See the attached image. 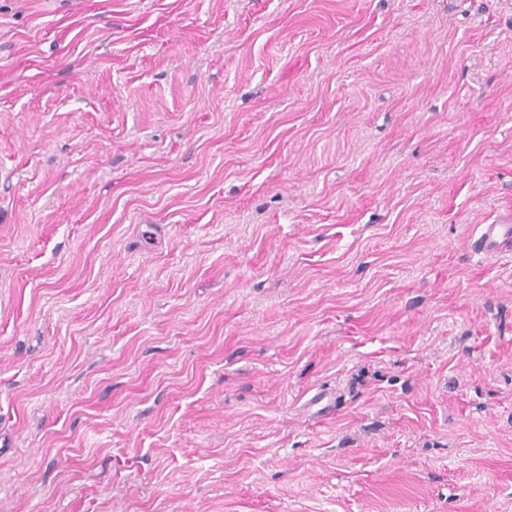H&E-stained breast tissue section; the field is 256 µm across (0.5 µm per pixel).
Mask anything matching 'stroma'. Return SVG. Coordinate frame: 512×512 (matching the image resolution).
I'll use <instances>...</instances> for the list:
<instances>
[{
  "label": "stroma",
  "mask_w": 512,
  "mask_h": 512,
  "mask_svg": "<svg viewBox=\"0 0 512 512\" xmlns=\"http://www.w3.org/2000/svg\"><path fill=\"white\" fill-rule=\"evenodd\" d=\"M509 211L512 0H0V512H512ZM512 216L500 215L492 224L479 225V233L473 242L478 254H492L512 250Z\"/></svg>",
  "instance_id": "obj_1"
}]
</instances>
